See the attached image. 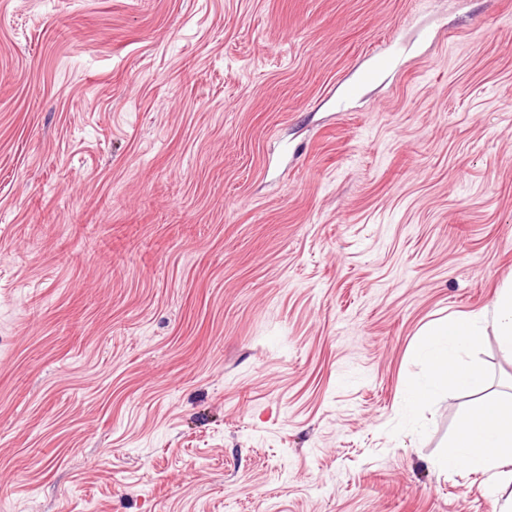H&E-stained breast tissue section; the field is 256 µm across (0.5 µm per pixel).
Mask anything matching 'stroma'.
<instances>
[{"label": "stroma", "mask_w": 512, "mask_h": 512, "mask_svg": "<svg viewBox=\"0 0 512 512\" xmlns=\"http://www.w3.org/2000/svg\"><path fill=\"white\" fill-rule=\"evenodd\" d=\"M509 280L512 0H0V512H500ZM489 329L496 336L500 351L512 356V283L502 287L491 310L449 315L423 330L414 356L423 363L425 378L408 387L409 405L415 407L440 392H467L482 386L483 369L462 355L479 346ZM435 465L491 476L512 465V395L488 397L468 412Z\"/></svg>", "instance_id": "1"}]
</instances>
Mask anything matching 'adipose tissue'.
<instances>
[{
    "label": "adipose tissue",
    "mask_w": 512,
    "mask_h": 512,
    "mask_svg": "<svg viewBox=\"0 0 512 512\" xmlns=\"http://www.w3.org/2000/svg\"><path fill=\"white\" fill-rule=\"evenodd\" d=\"M494 334L501 352L512 356V283L505 284L492 309L481 314H455L429 324L414 349L425 367L423 382L407 389L410 406L440 392H466L485 382L478 365L465 352ZM438 468L465 469L498 475L512 465V395L486 398L462 419Z\"/></svg>",
    "instance_id": "obj_1"
}]
</instances>
